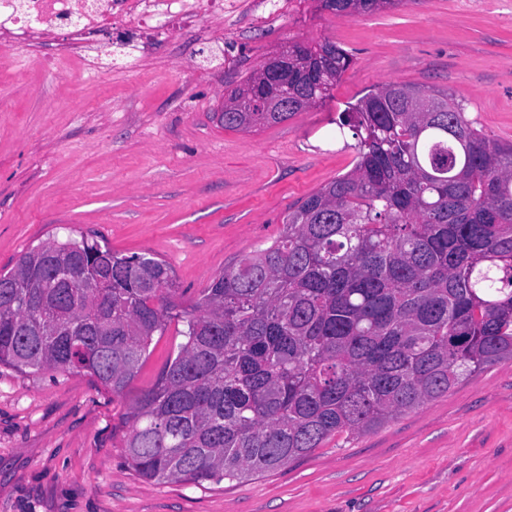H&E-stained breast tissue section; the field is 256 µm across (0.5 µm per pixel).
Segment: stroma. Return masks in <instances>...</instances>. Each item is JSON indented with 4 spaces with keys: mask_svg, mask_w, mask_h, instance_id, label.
<instances>
[{
    "mask_svg": "<svg viewBox=\"0 0 512 512\" xmlns=\"http://www.w3.org/2000/svg\"><path fill=\"white\" fill-rule=\"evenodd\" d=\"M336 43L353 64L329 98L286 122L224 129L228 92L288 40ZM57 46L0 47V272L53 236L154 254L193 305L224 267L278 236L289 207L348 172L334 138L346 103L388 82L442 89L512 141V0H411L339 16L207 18L131 67L84 75ZM168 322L131 390L86 372L0 366V512H512V360L362 436H336L243 482L165 483L125 464L133 394L176 354Z\"/></svg>",
    "mask_w": 512,
    "mask_h": 512,
    "instance_id": "35a3bbf8",
    "label": "stroma"
}]
</instances>
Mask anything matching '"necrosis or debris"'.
<instances>
[{"instance_id":"obj_1","label":"necrosis or debris","mask_w":512,"mask_h":512,"mask_svg":"<svg viewBox=\"0 0 512 512\" xmlns=\"http://www.w3.org/2000/svg\"><path fill=\"white\" fill-rule=\"evenodd\" d=\"M240 9V0H0V43L27 49L63 34V51L77 58L84 43L110 27H133L136 43L148 47Z\"/></svg>"}]
</instances>
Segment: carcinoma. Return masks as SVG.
Wrapping results in <instances>:
<instances>
[{"mask_svg": "<svg viewBox=\"0 0 512 512\" xmlns=\"http://www.w3.org/2000/svg\"><path fill=\"white\" fill-rule=\"evenodd\" d=\"M336 15L404 0H319ZM310 61L275 91L286 112L220 113L256 131L328 98L353 57L288 41ZM356 163L283 218L281 234L212 277L189 309L170 266L56 236L0 273V365L85 371L124 393L167 320L177 354L135 396L125 463L201 486L274 472L359 436L512 359V144L446 91L389 82L340 113Z\"/></svg>", "mask_w": 512, "mask_h": 512, "instance_id": "cac0c4a2", "label": "carcinoma"}]
</instances>
